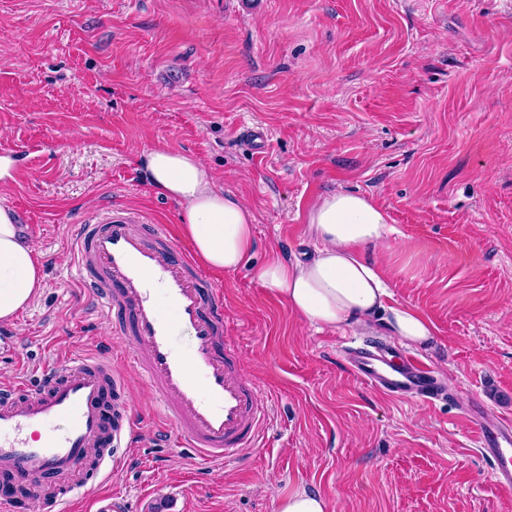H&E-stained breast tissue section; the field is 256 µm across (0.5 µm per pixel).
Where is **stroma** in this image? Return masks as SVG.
Instances as JSON below:
<instances>
[{"instance_id": "1", "label": "stroma", "mask_w": 512, "mask_h": 512, "mask_svg": "<svg viewBox=\"0 0 512 512\" xmlns=\"http://www.w3.org/2000/svg\"><path fill=\"white\" fill-rule=\"evenodd\" d=\"M264 130L265 156L245 132ZM196 155L255 214L256 251L208 270L266 419L241 460L151 445L80 490L75 512H274L318 492L332 512H512L474 442L472 404L512 423V0H0V188L45 263L41 297L0 324V385L50 354L110 351L144 433L164 426L128 344L78 286L71 227L116 204L179 227L143 152ZM343 189L396 232L379 248L392 304L434 336L410 352L452 400L388 396L341 348L383 328L320 330L253 277L270 249L312 254L308 212Z\"/></svg>"}]
</instances>
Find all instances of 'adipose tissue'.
Listing matches in <instances>:
<instances>
[{
    "mask_svg": "<svg viewBox=\"0 0 512 512\" xmlns=\"http://www.w3.org/2000/svg\"><path fill=\"white\" fill-rule=\"evenodd\" d=\"M142 164L156 191L181 207L180 221L205 266L233 271L253 254L255 215L250 206L216 183L196 156L167 145L146 150ZM317 242L306 261L270 252L253 275L288 309L319 328L383 325L389 336L420 346L433 335L419 311L390 304L389 280L373 250L393 234L387 211L345 190L320 197L309 213ZM45 288L44 264L22 234L15 213L0 206V322L31 307Z\"/></svg>",
    "mask_w": 512,
    "mask_h": 512,
    "instance_id": "1",
    "label": "adipose tissue"
}]
</instances>
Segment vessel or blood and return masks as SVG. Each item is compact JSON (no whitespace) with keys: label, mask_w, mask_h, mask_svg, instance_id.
I'll return each mask as SVG.
<instances>
[{"label":"vessel or blood","mask_w":512,"mask_h":512,"mask_svg":"<svg viewBox=\"0 0 512 512\" xmlns=\"http://www.w3.org/2000/svg\"><path fill=\"white\" fill-rule=\"evenodd\" d=\"M71 244L79 285L130 344L133 364L155 387L180 447L215 465L254 449L265 421L259 387L243 370L224 325V294L182 250L166 225L141 211L108 207L75 225ZM171 313H164L161 301ZM190 341L180 345L178 336ZM354 374L391 396L444 399L440 383L412 356L352 348ZM37 385L0 386V512H15L19 488L53 480L54 505L70 501L74 466L93 483L106 479L119 450L142 443L124 383L108 353L70 356L42 366ZM478 448L498 483L512 486V425H476Z\"/></svg>","instance_id":"vessel-or-blood-1"}]
</instances>
